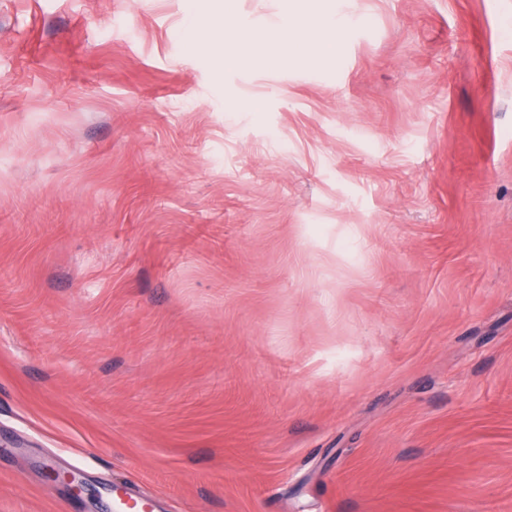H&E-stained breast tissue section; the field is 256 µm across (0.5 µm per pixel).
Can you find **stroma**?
I'll use <instances>...</instances> for the list:
<instances>
[{
	"mask_svg": "<svg viewBox=\"0 0 512 512\" xmlns=\"http://www.w3.org/2000/svg\"><path fill=\"white\" fill-rule=\"evenodd\" d=\"M116 485L512 512V0H0V512ZM267 36L263 32H244L242 42L237 48L228 54H226L224 63L232 67H248L252 64V56L247 52V49L243 48V44L258 42L265 39Z\"/></svg>",
	"mask_w": 512,
	"mask_h": 512,
	"instance_id": "35a3bbf8",
	"label": "stroma"
}]
</instances>
